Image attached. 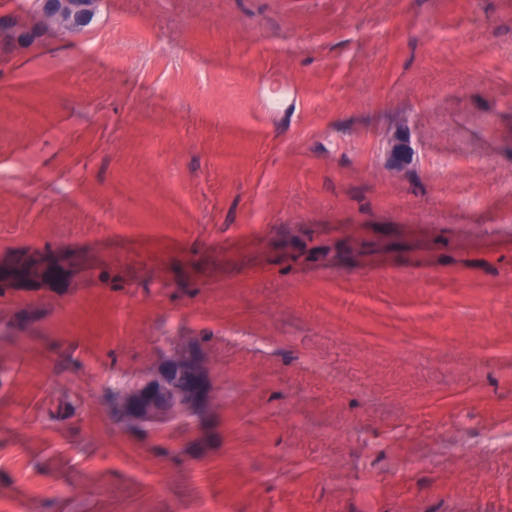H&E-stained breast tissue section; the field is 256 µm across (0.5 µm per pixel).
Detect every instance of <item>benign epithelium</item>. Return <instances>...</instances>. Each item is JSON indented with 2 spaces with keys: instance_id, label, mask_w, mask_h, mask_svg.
<instances>
[{
  "instance_id": "obj_1",
  "label": "benign epithelium",
  "mask_w": 512,
  "mask_h": 512,
  "mask_svg": "<svg viewBox=\"0 0 512 512\" xmlns=\"http://www.w3.org/2000/svg\"><path fill=\"white\" fill-rule=\"evenodd\" d=\"M98 5L99 0H35L34 24L18 15H0V63L34 47L47 33L61 37L84 33V23ZM413 155L409 136L396 132L388 142L386 166L401 169L411 163ZM210 394L208 367L194 350L186 348L162 357L149 374L128 385L121 413L140 424L161 426L195 414Z\"/></svg>"
}]
</instances>
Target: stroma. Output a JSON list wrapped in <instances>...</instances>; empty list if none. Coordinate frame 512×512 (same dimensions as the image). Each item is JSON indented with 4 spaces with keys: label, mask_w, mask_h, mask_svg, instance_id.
Returning a JSON list of instances; mask_svg holds the SVG:
<instances>
[{
    "label": "stroma",
    "mask_w": 512,
    "mask_h": 512,
    "mask_svg": "<svg viewBox=\"0 0 512 512\" xmlns=\"http://www.w3.org/2000/svg\"><path fill=\"white\" fill-rule=\"evenodd\" d=\"M15 267L0 512H512V0H101L0 65ZM414 150L409 136L396 132L389 139L386 150V166L390 169H401L409 165L413 159ZM211 384L208 367L186 348L162 357L149 374L126 387L122 416L154 427L189 417L206 405Z\"/></svg>",
    "instance_id": "obj_1"
}]
</instances>
